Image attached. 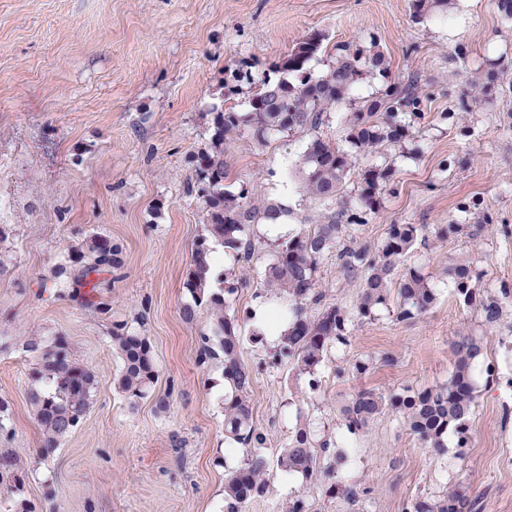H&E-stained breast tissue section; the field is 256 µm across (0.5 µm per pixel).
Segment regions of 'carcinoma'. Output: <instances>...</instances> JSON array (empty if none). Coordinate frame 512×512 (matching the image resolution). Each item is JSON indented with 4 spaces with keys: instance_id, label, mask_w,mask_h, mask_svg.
Masks as SVG:
<instances>
[{
    "instance_id": "carcinoma-1",
    "label": "carcinoma",
    "mask_w": 512,
    "mask_h": 512,
    "mask_svg": "<svg viewBox=\"0 0 512 512\" xmlns=\"http://www.w3.org/2000/svg\"><path fill=\"white\" fill-rule=\"evenodd\" d=\"M450 0H413V17L420 21L430 14L448 11ZM323 34L312 32L297 42L277 64L281 76L266 79L249 100L251 110L232 108L213 113L211 135L206 147L195 156L197 198L204 233L195 241L191 263L183 287L191 302L182 306L184 320L192 322L200 308L213 318L210 333L201 336L199 363L219 362L224 369V437L245 451L240 467L224 478V512H247L248 506L267 496L271 488L270 469L301 479V488L288 503L287 512H310L308 490L325 493L347 506L359 494L371 490L346 484L339 473L351 462V455L338 446L330 427L297 416L288 440L270 460L266 454L268 436L253 415L252 369L241 358L243 336L239 318L229 312L228 297L237 290L238 279L229 269L224 275H211L214 244L224 254L250 260L252 245L246 239L253 224L275 222L281 216L295 215L292 207L277 201L254 203L248 192L224 188V144L245 135L263 145L273 135L307 130L312 139L304 151L298 174L305 196L321 207L304 216V228L274 244V260L265 269L262 285L292 302L293 311L273 363L288 361L296 375L308 377L311 392L319 389L316 374L328 349L350 345L354 324L374 319L385 308L403 321L426 313L436 294L429 275L417 265L400 268L416 244L426 240L423 224H391L382 242L373 245L361 236L360 227L376 214L383 196L395 190L393 168L369 165L360 170L357 191L360 209L338 210L344 187L358 157L381 147L397 146L408 139L411 121L422 116V99L417 82L388 80L390 61L373 41L368 47L333 45L334 60L328 69L315 75L308 63L321 51ZM384 80L379 95L367 100L350 97L353 87L364 79ZM512 93V75L497 62L475 73L470 83L473 97ZM344 107L341 117L343 143L330 142L320 135L330 112ZM500 231L509 238V229L485 224H442L441 237H467L472 246L480 245L486 234ZM76 264L59 274L73 283L97 291L100 276L121 268L120 249L112 240L91 236L74 249ZM331 255L349 279L358 282L351 305L324 303L317 290L321 260ZM458 302L479 313L485 326L499 324L503 309L512 301V289L502 286L491 293L476 288L481 273L469 260L448 266ZM112 348L121 360L114 379L116 389L130 407L146 398L159 379L151 344L147 337L130 331L127 324H112ZM25 351L35 355L31 377L34 386L28 401L41 432L35 460L53 458L66 436L82 422L97 392L96 375L79 364L67 339L57 336L47 343L41 336L25 337ZM455 362L448 382L435 387L405 386L388 393L358 390L336 401V424L357 437L367 435L375 422L390 413L398 415L406 430L423 446L437 453L448 448V433L456 438V458L465 461L471 445V425L476 411L473 371L484 356L481 336L466 335L454 342ZM23 467L8 453L0 454V486L13 493L22 490L19 472ZM477 497L470 489L450 482L434 496L408 501L402 512H477Z\"/></svg>"
}]
</instances>
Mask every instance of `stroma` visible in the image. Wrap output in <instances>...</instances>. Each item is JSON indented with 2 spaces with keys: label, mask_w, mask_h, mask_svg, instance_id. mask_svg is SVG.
I'll return each instance as SVG.
<instances>
[{
  "label": "stroma",
  "mask_w": 512,
  "mask_h": 512,
  "mask_svg": "<svg viewBox=\"0 0 512 512\" xmlns=\"http://www.w3.org/2000/svg\"><path fill=\"white\" fill-rule=\"evenodd\" d=\"M411 0H0V398L9 403L0 451L25 464L21 492L0 488V512H223L224 477L243 451L224 438V374L199 365L200 337L211 329L207 309L183 321V283L202 233L192 157L210 138L213 109L249 108L247 93L229 94L241 65L254 78H277L279 60L306 34L328 46L309 68L331 62L332 44L377 41L389 78H416L423 116L414 125L413 154L399 156L396 190L362 230L380 242L389 225L469 224L477 199L490 223L512 226V94L471 105L459 101L477 68L512 65V21L496 0H453L447 13L416 21ZM310 141L305 131L260 145L236 138L224 154L227 189H248L256 201L284 199L297 215L317 210L294 170ZM466 154L468 167H448ZM112 239L124 266L101 297L85 304L60 277L72 249L92 235ZM469 257L481 287L512 286V243L486 236L428 238L406 258L432 277L437 300L404 321L388 313L356 324L347 348L328 352L322 385L310 393L290 364H272L274 346L241 349L255 371L254 419L276 455L297 414L333 424L337 394L386 392L446 383L451 343L471 333L485 339L476 369L477 407L466 462L422 447L398 417L381 418L367 436L337 431L352 462L344 482L371 487L367 512H401L409 499L455 481L479 495L482 512H512V305L501 331L483 332L478 314L456 301L446 269ZM269 248L254 239L248 262L234 263L247 285L232 298L247 336L261 330L263 311L287 309L283 295L261 287ZM147 336L160 378L150 396L129 407L114 379L119 360L112 325ZM67 337L74 358L93 371V404L56 456L35 463L40 429L29 405L32 354L25 336ZM390 363H383V356ZM358 358L371 369L356 377ZM495 365L489 380L486 365ZM344 376H337V369Z\"/></svg>",
  "instance_id": "1"
}]
</instances>
